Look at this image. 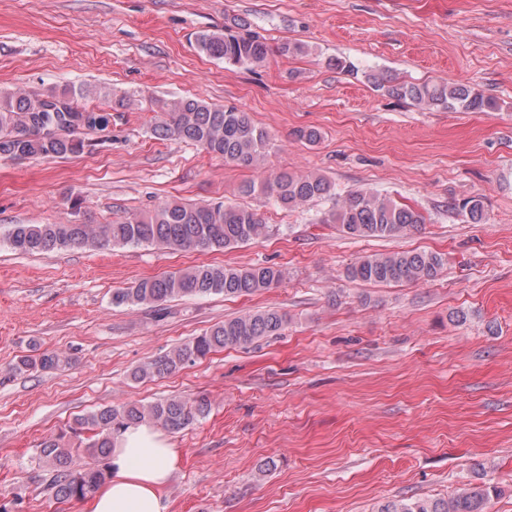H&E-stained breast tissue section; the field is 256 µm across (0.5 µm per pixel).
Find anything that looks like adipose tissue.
I'll return each instance as SVG.
<instances>
[{"label": "adipose tissue", "mask_w": 512, "mask_h": 512, "mask_svg": "<svg viewBox=\"0 0 512 512\" xmlns=\"http://www.w3.org/2000/svg\"><path fill=\"white\" fill-rule=\"evenodd\" d=\"M180 459V449L154 427H129L112 450L111 477L95 490L85 512H169L164 489Z\"/></svg>", "instance_id": "ef3b65f1"}]
</instances>
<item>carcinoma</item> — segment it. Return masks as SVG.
I'll return each mask as SVG.
<instances>
[{
	"label": "carcinoma",
	"instance_id": "carcinoma-1",
	"mask_svg": "<svg viewBox=\"0 0 512 512\" xmlns=\"http://www.w3.org/2000/svg\"><path fill=\"white\" fill-rule=\"evenodd\" d=\"M198 50L232 67H255L272 55H305L309 48L300 42L268 44L255 32L234 23L217 31L196 35ZM376 87L406 99L423 109L490 112L496 101L473 87L453 82L390 84L381 73L369 75ZM95 97L99 105L80 100ZM132 104L127 96L112 98L107 88L50 87L44 90L0 89V159L68 157L98 145L86 139L96 133L109 138L112 113ZM153 134L161 139H179L198 144L206 153L224 162L256 167L264 160L267 135L249 113L235 107H220L197 97L158 101ZM286 208L312 200H326L332 209L319 218L334 224L339 232L357 238H390L417 230L426 222L412 206L383 197L371 190L357 189L341 195L336 185L317 174H275L256 189ZM453 209L469 224L485 220L484 207L475 198L462 199ZM279 231L266 224L247 207L222 202L189 204L170 201L155 209L110 224H14L7 242L21 254H36L67 247L102 248L108 245H152L170 250L213 251L229 249L273 235ZM445 266L437 252L394 251L359 258L346 268L351 281L376 284L428 282ZM286 272L275 266L201 264L161 277L145 278L129 288L112 293V305L135 304L156 308L171 299L201 295L226 298L249 297L279 285ZM290 317L277 309L258 310L228 318L169 351L136 367L135 379H161L224 348H247L263 338L276 336ZM70 359L53 352L18 357L11 365L17 373L62 371ZM210 407L204 396L194 399L166 398L148 404L119 403L76 418L73 424L40 443L38 463L50 469L49 486L59 502L80 501L94 492L108 475V465L84 467L77 462L80 448L71 438L84 436L85 448L105 460L112 454L114 440L129 425L153 423L178 432L193 425ZM496 488L487 484L467 487L451 497L407 498L387 501L377 512H487Z\"/></svg>",
	"mask_w": 512,
	"mask_h": 512
}]
</instances>
